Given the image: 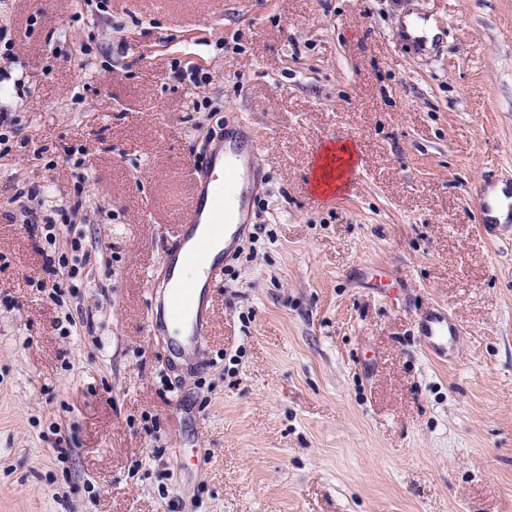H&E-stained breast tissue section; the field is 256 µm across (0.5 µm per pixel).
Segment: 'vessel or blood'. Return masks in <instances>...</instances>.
<instances>
[{"label":"vessel or blood","instance_id":"b4317fda","mask_svg":"<svg viewBox=\"0 0 512 512\" xmlns=\"http://www.w3.org/2000/svg\"><path fill=\"white\" fill-rule=\"evenodd\" d=\"M262 171L256 136L240 124L220 135L205 163L191 172L192 202L177 216L179 231L166 250L165 278L151 290V331L163 332L166 317L176 318L181 334L170 345L181 359L200 364L207 356L211 298L225 260L246 234L250 218L244 194L261 180ZM480 205L482 228L500 225L502 215H512V184L486 188ZM189 262L195 263L198 276L187 282L179 271ZM420 327L424 345L436 355L446 352L449 341L459 334L443 313L424 318Z\"/></svg>","mask_w":512,"mask_h":512}]
</instances>
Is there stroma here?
I'll use <instances>...</instances> for the list:
<instances>
[{"label":"stroma","mask_w":512,"mask_h":512,"mask_svg":"<svg viewBox=\"0 0 512 512\" xmlns=\"http://www.w3.org/2000/svg\"><path fill=\"white\" fill-rule=\"evenodd\" d=\"M0 41V512H512V229L478 224L512 179V0H0ZM240 120L265 179L186 370L149 288ZM332 139L361 174L323 198ZM33 187L86 223L46 242L11 202ZM78 234L101 252L61 309L43 254ZM436 310L461 329L444 361ZM420 327L424 345L435 355L445 354L448 350V341L460 334L455 324L444 313L425 317Z\"/></svg>","instance_id":"1"}]
</instances>
